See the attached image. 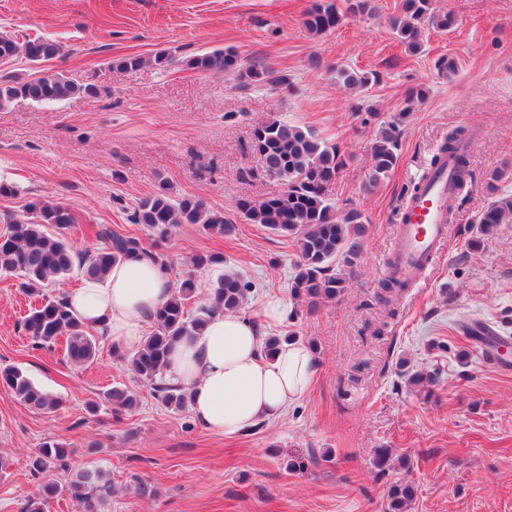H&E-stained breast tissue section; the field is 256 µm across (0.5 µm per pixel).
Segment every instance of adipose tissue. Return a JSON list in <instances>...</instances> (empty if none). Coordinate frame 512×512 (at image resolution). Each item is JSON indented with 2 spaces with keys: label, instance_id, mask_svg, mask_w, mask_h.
Returning <instances> with one entry per match:
<instances>
[{
  "label": "adipose tissue",
  "instance_id": "1",
  "mask_svg": "<svg viewBox=\"0 0 512 512\" xmlns=\"http://www.w3.org/2000/svg\"><path fill=\"white\" fill-rule=\"evenodd\" d=\"M171 291L166 271L131 257L101 278L82 280L66 294L70 308L90 327L103 330L114 348L135 349L157 307ZM246 316L212 318L198 334L176 343L165 375L191 394L195 420L209 432L238 435L262 422H275L309 388L314 360L300 342L284 343L273 357Z\"/></svg>",
  "mask_w": 512,
  "mask_h": 512
}]
</instances>
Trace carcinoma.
<instances>
[{
  "label": "carcinoma",
  "mask_w": 512,
  "mask_h": 512,
  "mask_svg": "<svg viewBox=\"0 0 512 512\" xmlns=\"http://www.w3.org/2000/svg\"><path fill=\"white\" fill-rule=\"evenodd\" d=\"M399 15L392 18L393 34L405 51L416 55L423 51L427 29L448 31L457 24L451 12H439L434 0H400ZM342 22L338 7L331 0H317L305 14L303 25L312 36L332 32ZM62 55V46L48 38L19 42L14 37L0 33V61L23 57L39 64ZM178 64L170 52L161 50L150 58L138 55L122 56L107 62V70L126 72L145 65L168 69ZM186 67L200 72L228 73L251 82L287 83V78L270 67L256 68L242 63L232 49H216L184 61ZM336 81L348 88L364 87L370 78L355 70L338 65L334 68ZM100 89L92 83L79 84L61 73L43 74L30 80L17 76L0 78V107L17 99L34 103H52L75 95L95 98ZM407 113L401 112L381 123L371 147L370 172L365 190L374 189L396 166L400 149V125ZM466 138L465 130L456 129L434 156L453 151ZM251 147L263 161L266 174L285 185V190L262 200L242 199L237 208L251 224H261L272 233L288 236L296 243L298 259L294 264L291 294L297 301L288 319L293 321L300 314L313 313L320 304L341 296L347 280L346 273L358 265L366 231V219L355 207L339 208L329 198L330 186L336 181L346 160L339 148L317 138L311 131L280 119L256 127L252 132ZM507 169L489 173L484 188L490 202L478 214L475 227L470 229L469 245L481 246L484 238L492 236L501 224L512 222V195L499 192L498 182ZM27 210L32 221H9L0 231V274L20 279L19 288L31 297L38 298L24 321V330L34 343L43 346L65 340L64 357L75 365L93 363L97 354L98 338L67 306L64 297L45 293V288L57 278L81 270L87 279L104 276L112 264L129 257H144L169 269L167 255L157 249H147L141 239L123 235L101 226L96 237L102 246L93 251L74 254L65 240L50 237L43 225L54 224L61 229L75 223L73 212L61 202L42 198L31 200ZM132 222L143 224L155 237L163 240L179 224H202L222 235L232 232V225L224 222V212L208 206L203 200L185 196L174 200L165 185L142 198L132 215ZM224 262V257L209 254L191 259L193 270L176 285L167 299L156 309L153 327L138 350L120 356L134 376L152 386L156 398L165 406L183 410L188 406L189 395L180 386L164 380L168 355L173 345L184 336L199 332L215 315L235 312L242 308L252 290L250 282L236 272H227L211 289L210 302L195 308L189 302L199 288L195 271L208 265ZM343 267L337 273L335 266ZM405 285L384 279L380 282V298L386 314L395 315L391 301L393 294ZM441 362L431 368L416 372L409 378L415 385L432 384L442 371ZM0 383L10 388L28 407L50 414L59 409L61 399L35 385L22 371L14 367H0ZM112 406V414L120 416L134 411L139 400L127 388L114 387L104 398L90 399L86 411L96 415L103 403ZM75 449L62 441H46L31 456L29 469L36 474L55 470L67 473V478L41 483L29 496L21 512H49L52 502L68 498L75 502L80 512H105L112 498V482L100 469L84 468L76 472L69 469L68 461ZM416 496L411 482H395L388 490V512H408Z\"/></svg>",
  "instance_id": "carcinoma-1"
}]
</instances>
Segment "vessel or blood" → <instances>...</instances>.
<instances>
[{"label": "vessel or blood", "mask_w": 512, "mask_h": 512, "mask_svg": "<svg viewBox=\"0 0 512 512\" xmlns=\"http://www.w3.org/2000/svg\"><path fill=\"white\" fill-rule=\"evenodd\" d=\"M474 147L461 142L456 152L441 155L436 165L417 176L419 189L402 207L393 244L394 258L383 270L385 278L418 287L432 272L448 236V221L458 201V159Z\"/></svg>", "instance_id": "vessel-or-blood-1"}]
</instances>
